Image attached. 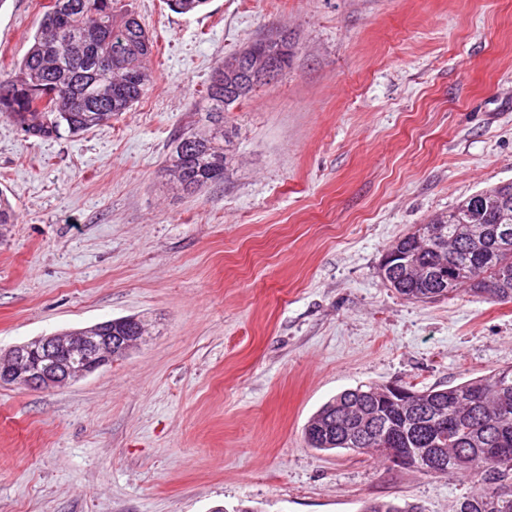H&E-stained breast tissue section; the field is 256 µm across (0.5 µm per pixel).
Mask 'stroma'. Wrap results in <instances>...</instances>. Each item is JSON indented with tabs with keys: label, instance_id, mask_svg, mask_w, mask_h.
I'll return each instance as SVG.
<instances>
[{
	"label": "stroma",
	"instance_id": "obj_1",
	"mask_svg": "<svg viewBox=\"0 0 512 512\" xmlns=\"http://www.w3.org/2000/svg\"><path fill=\"white\" fill-rule=\"evenodd\" d=\"M154 49L144 98L78 136L0 116V350L147 314L145 345L62 388L0 384V512H454L460 478L308 448L361 384L445 387L512 366V302H414L383 254L512 181V0H126ZM50 0H0V78ZM283 76L224 115L232 160L161 175L225 55L271 31ZM417 503L395 500H372L365 505L364 512H424Z\"/></svg>",
	"mask_w": 512,
	"mask_h": 512
}]
</instances>
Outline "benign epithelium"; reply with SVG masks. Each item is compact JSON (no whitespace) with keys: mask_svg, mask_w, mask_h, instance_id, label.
Returning <instances> with one entry per match:
<instances>
[{"mask_svg":"<svg viewBox=\"0 0 512 512\" xmlns=\"http://www.w3.org/2000/svg\"><path fill=\"white\" fill-rule=\"evenodd\" d=\"M98 335L85 329L70 336H40L0 354V383H20L36 389L65 387L112 362V350H123L128 337L112 335V323L94 327ZM78 354L79 364L68 359Z\"/></svg>","mask_w":512,"mask_h":512,"instance_id":"1","label":"benign epithelium"}]
</instances>
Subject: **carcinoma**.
I'll return each instance as SVG.
<instances>
[{"instance_id": "1", "label": "carcinoma", "mask_w": 512, "mask_h": 512, "mask_svg": "<svg viewBox=\"0 0 512 512\" xmlns=\"http://www.w3.org/2000/svg\"><path fill=\"white\" fill-rule=\"evenodd\" d=\"M121 0H53L14 72L0 81V114L40 139L65 131L79 135L106 126L149 89L152 42ZM292 56L288 35L270 32L224 57L216 73L232 86L233 99L206 91L203 122L174 141L166 171L188 194L224 181L232 135L224 113L263 81L244 71L267 62L285 73ZM512 229V182L473 194L429 224H419L388 252L405 254L418 269L407 274L381 264L388 287L422 301L441 288L496 301L512 295V246L487 251L498 228ZM153 322L145 315L112 320L117 336L144 343ZM388 386L358 385L325 403L304 429L317 450L346 449L387 458L401 452L403 465L424 475L462 476L471 484L463 501L471 512H512V366L444 388L407 389L393 401ZM364 512H423L416 503L372 500Z\"/></svg>"}]
</instances>
